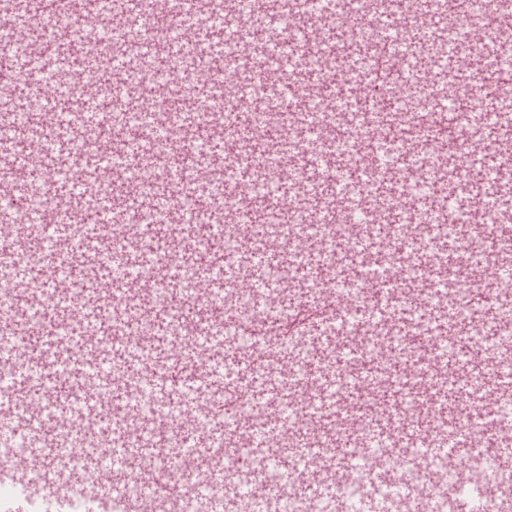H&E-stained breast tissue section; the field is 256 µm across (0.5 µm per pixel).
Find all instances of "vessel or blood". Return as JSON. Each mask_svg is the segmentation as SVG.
I'll return each instance as SVG.
<instances>
[{
  "mask_svg": "<svg viewBox=\"0 0 512 512\" xmlns=\"http://www.w3.org/2000/svg\"><path fill=\"white\" fill-rule=\"evenodd\" d=\"M250 2L0 0V512H390L419 487L380 454L512 470L503 26L283 0L256 49Z\"/></svg>",
  "mask_w": 512,
  "mask_h": 512,
  "instance_id": "1",
  "label": "vessel or blood"
}]
</instances>
